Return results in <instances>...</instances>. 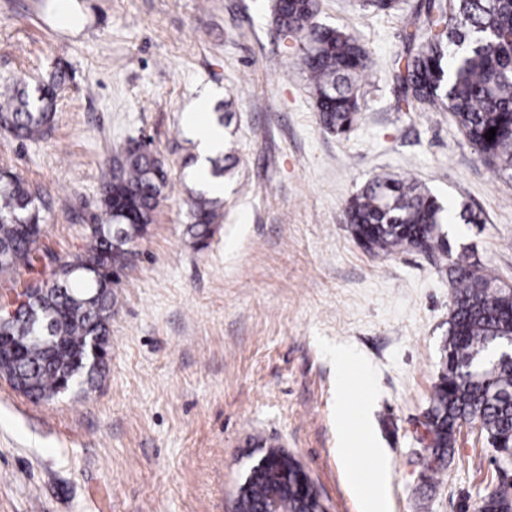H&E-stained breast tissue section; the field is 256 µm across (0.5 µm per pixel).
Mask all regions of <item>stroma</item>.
I'll return each instance as SVG.
<instances>
[{"mask_svg": "<svg viewBox=\"0 0 512 512\" xmlns=\"http://www.w3.org/2000/svg\"><path fill=\"white\" fill-rule=\"evenodd\" d=\"M318 24L370 47L365 104L347 135L322 127L298 43L274 0H0V82L33 83L64 63L55 124L38 141L0 132V168L61 193L42 250L83 254L102 217L100 186L127 139L146 138L167 186L117 290L104 375L87 391L34 402L0 380V512H232L266 450L292 453L327 512H361L348 472L374 449L392 512H477L497 483L493 450L462 425L429 478L424 415L444 361L448 259L385 255L350 233L346 206L373 175L418 180L480 225L444 224L512 284V186L485 165L450 113L399 107L392 62L406 17L361 0H320ZM224 101L223 216L207 247L186 233L197 146L185 115ZM361 366L338 375L337 349ZM344 399L346 412L337 414ZM348 434L354 455L337 453Z\"/></svg>", "mask_w": 512, "mask_h": 512, "instance_id": "35a3bbf8", "label": "stroma"}]
</instances>
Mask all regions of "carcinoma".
<instances>
[{"label": "carcinoma", "instance_id": "1", "mask_svg": "<svg viewBox=\"0 0 512 512\" xmlns=\"http://www.w3.org/2000/svg\"><path fill=\"white\" fill-rule=\"evenodd\" d=\"M319 0H275L274 22L283 36L302 41L300 65L307 73L325 130L348 133L362 108L363 80L373 66L370 50L351 34L318 25ZM406 49L393 63L404 102L428 112H449L482 162L512 182V0H428L424 18L406 23ZM68 78L58 66L35 86L19 76L0 86V130L24 140L50 132L57 92ZM496 129L487 140L489 129ZM219 152L209 158V177L224 179L234 164ZM166 172L155 154L130 139L110 160L102 183L104 222L89 225V246L63 261L38 247L45 214L54 200L31 189L18 174L0 169V275L20 269L35 275L24 294L28 308L0 322V376L32 401H50L84 389L106 366L115 305L112 270L129 266L128 247L144 238L153 222ZM219 199L198 189L190 195L187 233L199 248L208 246L221 218ZM351 234L365 250L393 254L437 248L448 253L439 234L446 209L414 181L377 175L348 201ZM96 264L100 279L83 275ZM448 281L452 309L446 361L431 401L428 469L441 470L462 423L505 453L512 451V359L480 360L501 336L512 333V290L461 254L451 261ZM96 343L103 355L90 352ZM499 485L482 496L480 512H512V493ZM251 491L237 498V512H260V492L269 471L250 472ZM280 512H317L316 498H280Z\"/></svg>", "mask_w": 512, "mask_h": 512}]
</instances>
